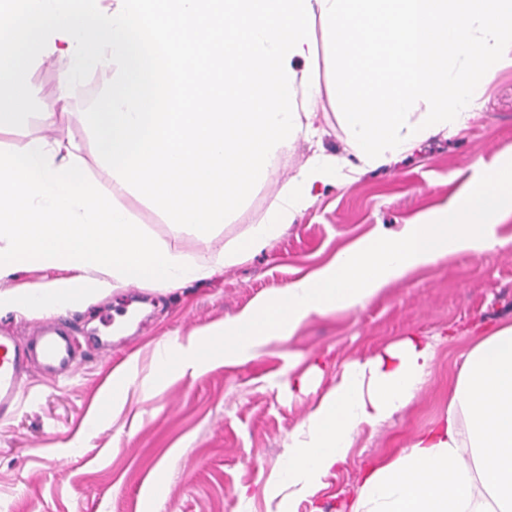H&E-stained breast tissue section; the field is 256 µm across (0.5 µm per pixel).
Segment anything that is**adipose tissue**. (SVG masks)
Here are the masks:
<instances>
[{"label": "adipose tissue", "mask_w": 512, "mask_h": 512, "mask_svg": "<svg viewBox=\"0 0 512 512\" xmlns=\"http://www.w3.org/2000/svg\"><path fill=\"white\" fill-rule=\"evenodd\" d=\"M510 214L507 158L477 171L449 205L396 232L375 228L313 272L258 295L187 341H164L152 379L219 360L247 364L271 344L291 341L309 320L364 307L392 283L448 255L503 247L498 227ZM435 359V342L415 334L336 369L289 355V395L314 401L288 434L285 468L270 479L272 490L287 489V512H299L327 487L361 432L376 431L416 397ZM342 512H512V324L473 337L443 416L366 466Z\"/></svg>", "instance_id": "obj_1"}]
</instances>
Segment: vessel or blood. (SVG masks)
Masks as SVG:
<instances>
[{
  "mask_svg": "<svg viewBox=\"0 0 512 512\" xmlns=\"http://www.w3.org/2000/svg\"><path fill=\"white\" fill-rule=\"evenodd\" d=\"M46 376L76 371L75 343L67 322L50 320L39 325L32 342L20 343L11 330L0 331V416L14 412L32 364Z\"/></svg>",
  "mask_w": 512,
  "mask_h": 512,
  "instance_id": "1",
  "label": "vessel or blood"
}]
</instances>
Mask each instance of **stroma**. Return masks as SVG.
Returning a JSON list of instances; mask_svg holds the SVG:
<instances>
[{
    "mask_svg": "<svg viewBox=\"0 0 512 512\" xmlns=\"http://www.w3.org/2000/svg\"><path fill=\"white\" fill-rule=\"evenodd\" d=\"M331 67L328 45L319 42L317 139L325 152L343 155L347 138L336 117ZM102 90L100 75L91 73L53 127L32 116L14 133L0 135V151L19 150L37 137L69 140L81 146L87 174L107 184L111 174L84 117ZM476 96L480 108L466 128L426 140L351 182L320 188L315 204L267 251L171 292L131 284L67 311L79 340L76 372L50 379L32 369L21 408L0 420V512H268L266 482L281 462L289 431L310 408L309 399H289L283 388L288 350L336 366L409 334L440 337L416 398L377 432L361 433L318 494L317 512H339L367 465L404 447L446 411L448 387L470 345L466 329L512 324V246L478 257L450 256L393 283L361 309L312 319L290 346L271 347L242 366L218 361L153 385L157 343L186 340L236 314L376 225L396 229L450 203L480 167L512 156V66L478 86ZM312 153L309 142L298 141L273 161L245 203L207 234L174 236L155 206L132 197L128 207L153 237L209 264L262 223ZM451 332L455 341L445 342ZM122 363L129 366L128 378L113 387L120 409L97 416L94 402Z\"/></svg>",
    "mask_w": 512,
    "mask_h": 512,
    "instance_id": "stroma-1",
    "label": "stroma"
}]
</instances>
